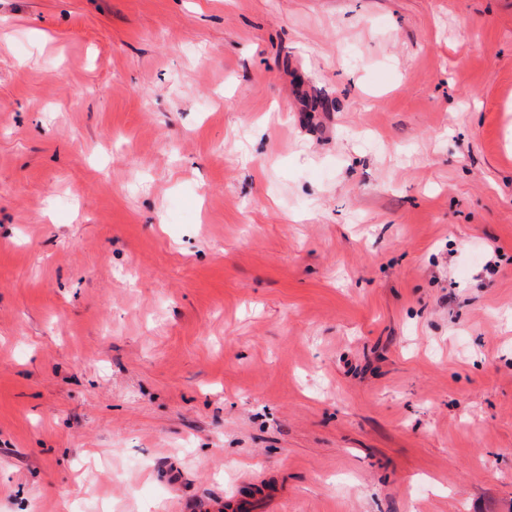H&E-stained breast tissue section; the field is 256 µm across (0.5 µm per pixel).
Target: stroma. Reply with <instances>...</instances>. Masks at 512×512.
<instances>
[{
	"instance_id": "stroma-1",
	"label": "stroma",
	"mask_w": 512,
	"mask_h": 512,
	"mask_svg": "<svg viewBox=\"0 0 512 512\" xmlns=\"http://www.w3.org/2000/svg\"><path fill=\"white\" fill-rule=\"evenodd\" d=\"M248 487L512 512V0H0V512Z\"/></svg>"
}]
</instances>
